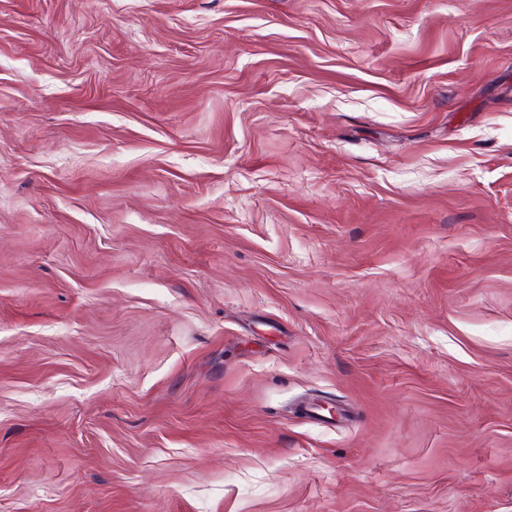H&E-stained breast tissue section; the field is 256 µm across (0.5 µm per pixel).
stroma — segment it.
<instances>
[{
    "instance_id": "1",
    "label": "stroma",
    "mask_w": 512,
    "mask_h": 512,
    "mask_svg": "<svg viewBox=\"0 0 512 512\" xmlns=\"http://www.w3.org/2000/svg\"><path fill=\"white\" fill-rule=\"evenodd\" d=\"M0 512H512V0H0Z\"/></svg>"
}]
</instances>
